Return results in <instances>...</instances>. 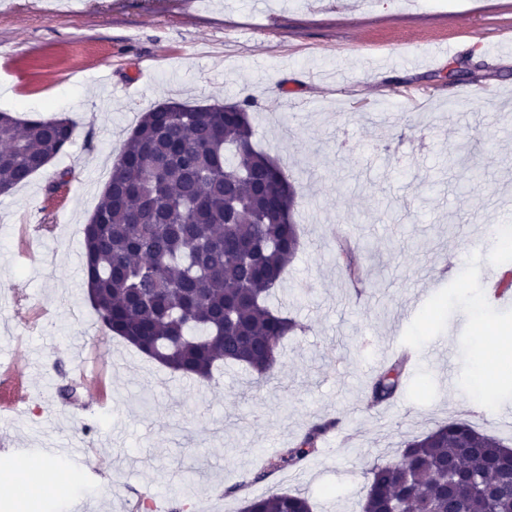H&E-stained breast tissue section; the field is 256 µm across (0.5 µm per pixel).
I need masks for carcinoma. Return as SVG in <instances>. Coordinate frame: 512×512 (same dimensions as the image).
<instances>
[{
  "label": "carcinoma",
  "mask_w": 512,
  "mask_h": 512,
  "mask_svg": "<svg viewBox=\"0 0 512 512\" xmlns=\"http://www.w3.org/2000/svg\"><path fill=\"white\" fill-rule=\"evenodd\" d=\"M159 104L120 149L103 197L83 229L88 299L106 331L172 372L207 381L219 362L271 379L298 323L271 307L300 247L296 191L254 143L250 104ZM67 118L0 112V187L25 184L67 147ZM349 238L336 260L360 268ZM410 359L374 378L370 403L394 399ZM334 421L312 425L265 459L254 480L302 467ZM512 448L464 418L403 442L397 459L366 472L362 512H512ZM241 512H311L300 494L272 492Z\"/></svg>",
  "instance_id": "cac0c4a2"
}]
</instances>
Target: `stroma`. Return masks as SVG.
<instances>
[{"label": "stroma", "instance_id": "35a3bbf8", "mask_svg": "<svg viewBox=\"0 0 512 512\" xmlns=\"http://www.w3.org/2000/svg\"><path fill=\"white\" fill-rule=\"evenodd\" d=\"M505 0H0V111L46 104L75 124L65 150L0 196V363L33 389L30 410L0 422L5 470L54 463L37 506L0 494V512H241L274 491L313 512H361L366 471L404 440L452 418L512 444V373L477 384L484 337L512 344V299L492 271L512 252L488 233L512 225V38ZM471 56L473 78L448 76ZM253 103L259 146L297 191L302 248L276 304L304 330L256 384L221 365L211 381L172 373L110 337L85 294L83 228L142 112L161 103ZM456 164H449V155ZM478 181H471V173ZM36 226L30 258L20 225ZM362 252L351 283L335 259ZM424 352L396 401L371 409V378L397 348ZM86 349L112 392L107 411L64 402L68 361ZM336 418L306 466L254 481L264 449L290 447ZM61 448L47 460L46 447ZM77 474L86 488H62Z\"/></svg>", "mask_w": 512, "mask_h": 512}]
</instances>
